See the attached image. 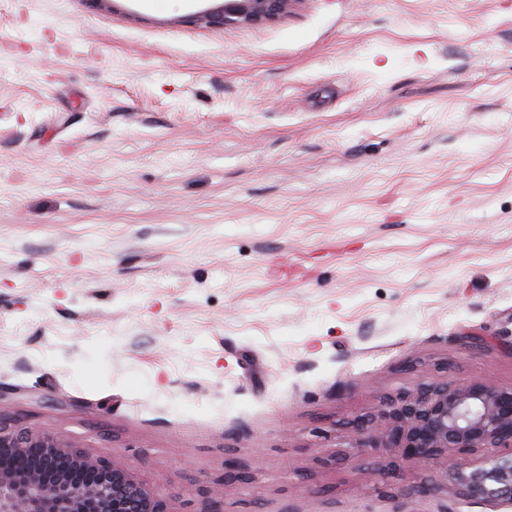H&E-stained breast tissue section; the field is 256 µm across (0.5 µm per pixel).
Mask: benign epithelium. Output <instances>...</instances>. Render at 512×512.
<instances>
[{"mask_svg":"<svg viewBox=\"0 0 512 512\" xmlns=\"http://www.w3.org/2000/svg\"><path fill=\"white\" fill-rule=\"evenodd\" d=\"M293 0H225L223 27L261 24L288 12ZM335 447L346 461L382 450L430 475L411 488L431 497L451 487L462 501L512 506V386L491 379L423 381L383 398L344 423ZM486 456L469 464L464 457ZM253 479L231 456L213 490L211 510ZM0 512H174L169 500L125 462L95 456L46 428L0 418Z\"/></svg>","mask_w":512,"mask_h":512,"instance_id":"1","label":"benign epithelium"}]
</instances>
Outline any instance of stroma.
Returning <instances> with one entry per match:
<instances>
[{"label": "stroma", "mask_w": 512, "mask_h": 512, "mask_svg": "<svg viewBox=\"0 0 512 512\" xmlns=\"http://www.w3.org/2000/svg\"><path fill=\"white\" fill-rule=\"evenodd\" d=\"M443 364L512 385V0H0V417L175 512H512L321 463ZM292 0H225L218 23L224 28L261 24L288 12ZM253 475L240 467L234 457H227L224 460V479L219 487L213 490L211 496V510L208 512H224V497L235 490L240 484L248 483Z\"/></svg>", "instance_id": "1"}]
</instances>
